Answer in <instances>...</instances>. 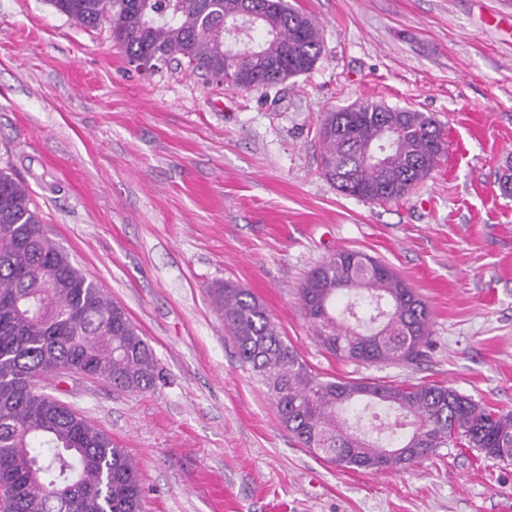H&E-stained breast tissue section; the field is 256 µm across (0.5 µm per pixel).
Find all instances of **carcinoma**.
<instances>
[{"mask_svg":"<svg viewBox=\"0 0 512 512\" xmlns=\"http://www.w3.org/2000/svg\"><path fill=\"white\" fill-rule=\"evenodd\" d=\"M56 12L95 28L107 22L128 60L158 53L185 59L238 87H270L313 70L322 51L312 17L288 0H259L258 41L228 53L226 24L243 0H49ZM324 175L367 201L407 196L438 163L446 143L428 113L363 101L327 113L320 128ZM383 150L379 167L364 162ZM211 301L239 357L267 387L283 426L303 448L347 469L383 472L448 444L512 461V411L454 388L378 378L327 380L288 342L266 306L231 282ZM317 343L363 364L416 361L431 337V311L388 264L341 249L299 288ZM89 377L145 391L159 378L152 347L120 304L77 268L41 228L27 189L0 173V490L3 512H140L137 463L112 438L56 397L39 375ZM396 436L406 456L384 460Z\"/></svg>","mask_w":512,"mask_h":512,"instance_id":"carcinoma-1","label":"carcinoma"}]
</instances>
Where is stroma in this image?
<instances>
[{"label": "stroma", "instance_id": "obj_1", "mask_svg": "<svg viewBox=\"0 0 512 512\" xmlns=\"http://www.w3.org/2000/svg\"><path fill=\"white\" fill-rule=\"evenodd\" d=\"M315 18L313 71L262 90L188 63L143 73L108 25L0 0V170L50 237L153 348L155 386L35 378L137 462L142 512H512V462L446 446L385 472L337 467L282 426L210 289L268 308L311 368L455 388L512 411V0H291ZM365 100L426 112L446 153L404 198L340 192L317 158L326 113ZM361 249L432 312L407 365L337 359L298 288Z\"/></svg>", "mask_w": 512, "mask_h": 512}]
</instances>
